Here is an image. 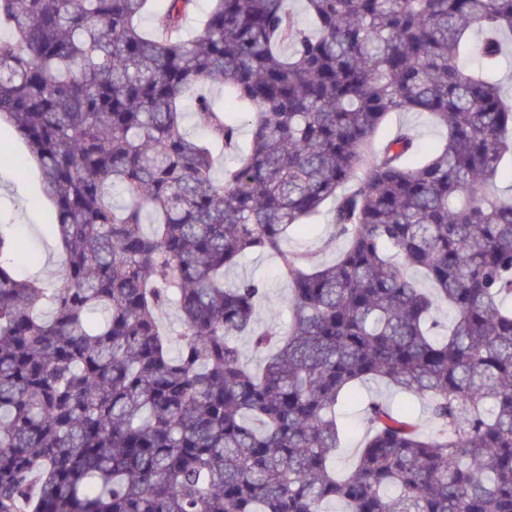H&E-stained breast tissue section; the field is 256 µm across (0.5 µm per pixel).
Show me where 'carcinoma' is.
<instances>
[{
    "label": "carcinoma",
    "mask_w": 512,
    "mask_h": 512,
    "mask_svg": "<svg viewBox=\"0 0 512 512\" xmlns=\"http://www.w3.org/2000/svg\"><path fill=\"white\" fill-rule=\"evenodd\" d=\"M150 2L0 0V122L65 258L55 288L20 279L0 229V512H512V0H304L305 23L212 0L191 39L192 0L147 33ZM209 82L234 111L196 95V139L184 101ZM393 112L444 143L415 161L411 129L377 141ZM328 203L343 249L285 258L288 329L260 326L264 284L224 274ZM244 334L271 350L258 370ZM369 380L428 399L438 431L372 399L340 473V410Z\"/></svg>",
    "instance_id": "cac0c4a2"
}]
</instances>
